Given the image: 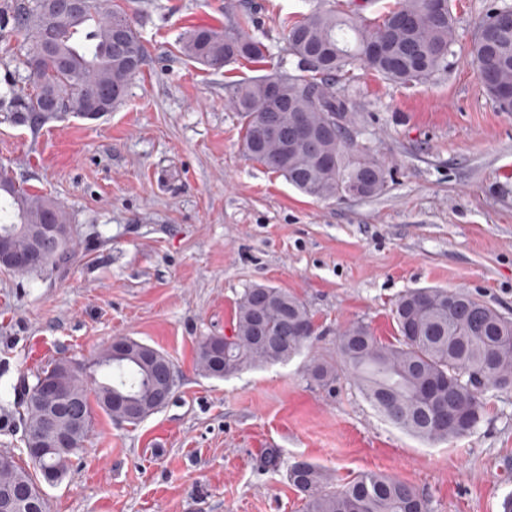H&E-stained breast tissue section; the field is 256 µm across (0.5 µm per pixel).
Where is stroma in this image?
I'll use <instances>...</instances> for the list:
<instances>
[{
	"label": "stroma",
	"instance_id": "35a3bbf8",
	"mask_svg": "<svg viewBox=\"0 0 512 512\" xmlns=\"http://www.w3.org/2000/svg\"><path fill=\"white\" fill-rule=\"evenodd\" d=\"M17 0H0V166L55 197L74 258L36 277L0 270V450L25 458L14 388L54 360L87 364L112 339L166 353L177 387L136 426L96 411L72 473L44 485L49 512H303L290 467L307 460L345 483L394 475L430 512H503L512 495V390L486 394L478 426L430 443L395 427L348 377L315 386L312 358L336 353L348 323L393 340L392 308L412 288L463 289L512 317V112L484 92L470 48L492 0H451L456 55L417 85L356 67L358 142L388 169L377 197L316 201L243 153L229 85L277 70L283 23L317 0L251 7L270 54L214 70L183 57L190 27L221 25L225 0H115L148 56L117 109L14 123L34 78ZM287 289L314 315L312 345L284 364L215 379L198 344L230 334L245 288Z\"/></svg>",
	"mask_w": 512,
	"mask_h": 512
}]
</instances>
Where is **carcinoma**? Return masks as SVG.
<instances>
[{"label":"carcinoma","instance_id":"cac0c4a2","mask_svg":"<svg viewBox=\"0 0 512 512\" xmlns=\"http://www.w3.org/2000/svg\"><path fill=\"white\" fill-rule=\"evenodd\" d=\"M501 9L507 6L487 10L470 56L498 110L512 112V101L501 97L503 89L512 87V27L495 26L494 15ZM401 18L410 19L411 25L399 27ZM15 19L32 38L27 64L35 79L33 92L16 107V123L34 129L61 112L100 116L125 100L146 50L137 41L126 53L117 51L115 32L129 25V18L112 0H85L73 13L44 2L20 3ZM256 27L252 13L230 5L224 9V25L189 30L179 50L211 69L241 59L261 62L267 46L251 34ZM455 45V18L447 3L433 12L429 0H397L373 23L357 12L315 8L286 26V52L296 60L294 71H280V94L288 107L268 104L266 75L228 86L229 105L245 117L244 153L316 200L346 197L352 186L364 198L383 194L384 162L350 135L353 113L345 88L350 71L363 65L389 82L422 84L448 68ZM268 120L280 128V137L263 135ZM296 124L320 137L319 153L290 137ZM44 222L67 227L69 235L12 273L25 276L68 264L73 228L54 197L24 187L9 168L0 166V238L10 237L11 245L24 251L30 242L15 233L16 227ZM392 318L397 330L393 342L381 341L361 322L347 325L336 339V358H320L310 365L315 385L330 391L346 375L393 424L430 442L459 438L475 428L483 415L484 390L512 389V318L473 294L410 289L396 301ZM312 336L313 315L300 298L282 288L255 284L237 303L232 335L208 336L200 342L197 366L207 376L226 378L248 368L286 363ZM124 344L127 358L109 362L100 354L91 364L104 371L102 382L91 374H76L67 358L42 372L45 378L58 379L88 419L84 424L58 419V429L72 435L74 447L48 445L37 455L27 454L31 471L14 454L1 450L0 493L67 477L72 456L89 436L94 408L136 426L173 395L164 381V375L174 371L170 358L131 338ZM20 406L26 432L33 438L40 433L43 406L34 393L22 396ZM288 477L304 496V512H429L423 495L395 476L362 473L338 488L326 469L301 461Z\"/></svg>","mask_w":512,"mask_h":512}]
</instances>
